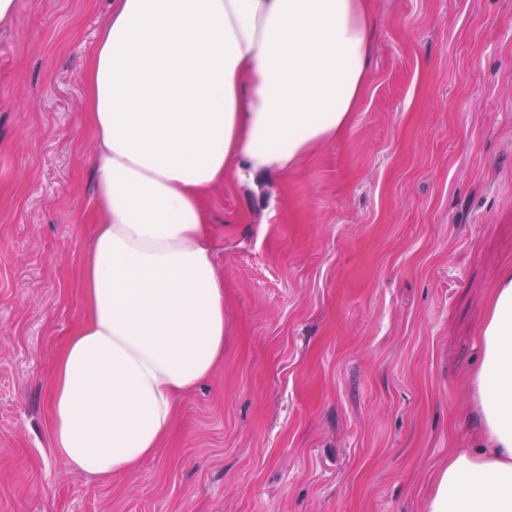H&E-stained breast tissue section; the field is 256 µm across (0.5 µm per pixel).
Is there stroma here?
Returning a JSON list of instances; mask_svg holds the SVG:
<instances>
[{"mask_svg":"<svg viewBox=\"0 0 512 512\" xmlns=\"http://www.w3.org/2000/svg\"><path fill=\"white\" fill-rule=\"evenodd\" d=\"M346 131L275 194L205 199L224 359L160 448L106 479L50 446L85 314L84 64L111 0H17L0 27V512H425L470 445L487 303L512 270V0H371Z\"/></svg>","mask_w":512,"mask_h":512,"instance_id":"1","label":"stroma"}]
</instances>
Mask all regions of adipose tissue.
<instances>
[{"label":"adipose tissue","mask_w":512,"mask_h":512,"mask_svg":"<svg viewBox=\"0 0 512 512\" xmlns=\"http://www.w3.org/2000/svg\"><path fill=\"white\" fill-rule=\"evenodd\" d=\"M369 0H112L86 64L96 140L85 318L58 353L51 446L69 467L133 472L179 394L224 354V274L203 200L258 188L347 127L368 75ZM471 376L474 449L435 469L426 512H512V272Z\"/></svg>","instance_id":"1"}]
</instances>
